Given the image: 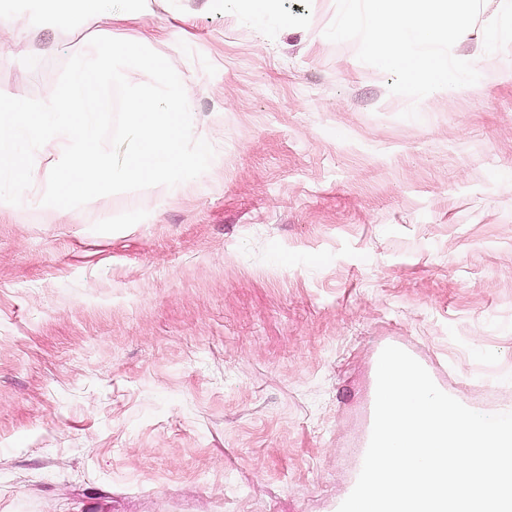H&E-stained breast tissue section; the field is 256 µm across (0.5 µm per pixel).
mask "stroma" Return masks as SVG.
<instances>
[{"label":"stroma","mask_w":512,"mask_h":512,"mask_svg":"<svg viewBox=\"0 0 512 512\" xmlns=\"http://www.w3.org/2000/svg\"><path fill=\"white\" fill-rule=\"evenodd\" d=\"M209 153L184 183L103 187L58 220L0 212V512H336L361 471L381 351L482 413L512 411V0L453 47L480 81L412 105L335 0L289 27L225 0H150ZM191 13L190 25L179 16ZM96 27L0 37V89L35 107ZM100 136L168 98L105 58Z\"/></svg>","instance_id":"stroma-1"}]
</instances>
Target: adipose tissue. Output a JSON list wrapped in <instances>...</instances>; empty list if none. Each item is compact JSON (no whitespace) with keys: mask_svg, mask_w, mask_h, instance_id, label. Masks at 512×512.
<instances>
[{"mask_svg":"<svg viewBox=\"0 0 512 512\" xmlns=\"http://www.w3.org/2000/svg\"><path fill=\"white\" fill-rule=\"evenodd\" d=\"M52 0H0V35L32 38L45 19L62 28L97 22L103 28L139 24L144 39L160 38L147 29L148 13L120 9L105 11L102 0H77L75 8L57 10ZM101 54H86L70 81L51 89L42 108L31 109L0 90V210L15 204L16 189L33 182V165L26 141L52 144L54 152L45 169L44 184L34 195L58 216L69 214L75 201L106 185H149L176 173L181 180L193 174L191 154H202L203 145L187 146L183 106L191 90L181 80L176 66L165 57L142 55L138 43L103 42ZM119 55L136 67L160 73L176 91L164 101L150 92L126 99L124 119L136 133V144L123 165H114L98 135L100 118L109 109L102 87L106 74L102 55Z\"/></svg>","mask_w":512,"mask_h":512,"instance_id":"obj_1","label":"adipose tissue"}]
</instances>
